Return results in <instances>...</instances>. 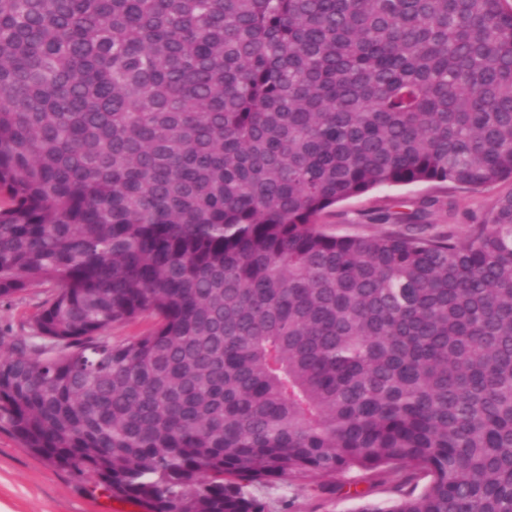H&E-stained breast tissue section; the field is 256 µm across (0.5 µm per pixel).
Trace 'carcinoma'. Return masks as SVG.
Returning a JSON list of instances; mask_svg holds the SVG:
<instances>
[{
	"label": "carcinoma",
	"mask_w": 512,
	"mask_h": 512,
	"mask_svg": "<svg viewBox=\"0 0 512 512\" xmlns=\"http://www.w3.org/2000/svg\"><path fill=\"white\" fill-rule=\"evenodd\" d=\"M505 2L0 0V298L52 288L0 427L141 512L352 470L424 482L358 512H512V192L318 223L512 180ZM511 190L510 180L476 191L428 184L381 187L337 204L321 217L320 223L326 224L327 231L337 235L379 234L397 227L393 223L373 222L372 217L378 210H387L393 217H400L436 200L433 206L427 205L428 223L435 225V231L448 230V224H451L463 232L470 224L480 222L498 197ZM448 202L453 204L452 210L448 208Z\"/></svg>",
	"instance_id": "carcinoma-1"
}]
</instances>
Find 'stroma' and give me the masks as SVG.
Segmentation results:
<instances>
[{
  "mask_svg": "<svg viewBox=\"0 0 512 512\" xmlns=\"http://www.w3.org/2000/svg\"><path fill=\"white\" fill-rule=\"evenodd\" d=\"M512 192L501 181L472 191L451 186L411 185L381 187L337 204L321 218L327 231L337 235L368 236L386 232L375 223L378 210L399 217L427 208L436 230L465 231L480 222L498 197ZM51 294L49 285L30 284L23 292L0 299V336L29 335V322ZM252 495L269 512H356L367 504L388 506L403 492L396 485L378 483L370 473L353 470L322 481L299 478L251 486ZM0 512H140L91 489L87 477L56 467L26 448L10 431L0 429Z\"/></svg>",
  "mask_w": 512,
  "mask_h": 512,
  "instance_id": "1",
  "label": "stroma"
}]
</instances>
